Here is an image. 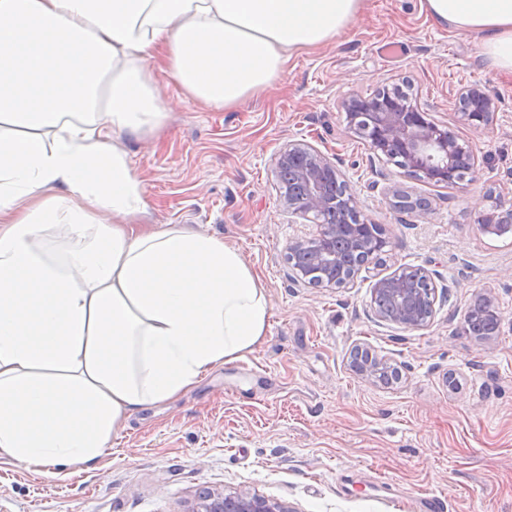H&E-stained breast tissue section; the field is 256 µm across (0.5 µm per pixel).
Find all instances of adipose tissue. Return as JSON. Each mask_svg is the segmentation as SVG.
Returning a JSON list of instances; mask_svg holds the SVG:
<instances>
[{
	"instance_id": "obj_1",
	"label": "adipose tissue",
	"mask_w": 512,
	"mask_h": 512,
	"mask_svg": "<svg viewBox=\"0 0 512 512\" xmlns=\"http://www.w3.org/2000/svg\"><path fill=\"white\" fill-rule=\"evenodd\" d=\"M364 0H0V459L95 465L120 424L267 332L266 290L222 238L144 228L123 142L162 128L169 78L233 109ZM512 76V0H425Z\"/></svg>"
}]
</instances>
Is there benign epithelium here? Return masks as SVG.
<instances>
[{
	"label": "benign epithelium",
	"mask_w": 512,
	"mask_h": 512,
	"mask_svg": "<svg viewBox=\"0 0 512 512\" xmlns=\"http://www.w3.org/2000/svg\"><path fill=\"white\" fill-rule=\"evenodd\" d=\"M458 98L470 103L466 112L459 113L463 124L480 128L492 123L499 108V99L480 84L463 87ZM349 129L365 124L372 130L369 137L374 154L398 169L436 187L457 188L473 181L478 175L479 159L470 143L445 123L435 121L429 110L415 102L398 87H383L373 95L351 96L343 102ZM299 164L303 194L294 196L288 185H277L279 200L291 215L304 219L341 206L347 211L344 224H321L316 234L301 238L288 246L289 255L305 251L311 258L313 272L295 268L298 279L306 281L319 276L318 286L342 288L353 281L358 270L340 266L336 241L350 250L367 256L376 253L373 239L365 232L367 221L356 192L343 179L336 165L317 148L302 142H290L277 154L275 168L290 163ZM477 223L485 233L502 235L512 232V205L496 200L489 208L478 212ZM405 266H397L390 274L375 280L372 298L383 296L389 302L386 309L375 310L377 319L404 330H419L429 326L437 307L448 302V294L433 287L414 288L404 274ZM351 367L358 375L380 381L391 372L386 360L356 356ZM189 512H296L285 501L239 491L224 494L209 490L197 497Z\"/></svg>",
	"instance_id": "obj_1"
}]
</instances>
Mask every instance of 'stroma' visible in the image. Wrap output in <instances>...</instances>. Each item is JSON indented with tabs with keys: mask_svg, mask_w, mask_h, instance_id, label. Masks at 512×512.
Instances as JSON below:
<instances>
[{
	"mask_svg": "<svg viewBox=\"0 0 512 512\" xmlns=\"http://www.w3.org/2000/svg\"><path fill=\"white\" fill-rule=\"evenodd\" d=\"M479 36L433 23L424 0H365L330 44L292 55L273 91L231 111L203 109L169 80L156 133L126 141L142 175L143 223L222 237L267 290L263 340L177 401L133 414L99 462L36 472L0 459V512H187L201 487L240 489L298 512H413L446 495L448 512H512V234L476 222L486 194L512 201V78L481 55ZM479 83L500 96L492 124H459L457 94ZM405 87L482 159L462 189L434 187L379 161L350 131L344 99ZM326 154L389 245L343 288L296 280L289 242L315 232L283 212L274 158L289 141ZM426 211L391 206L396 192ZM399 264L431 272L450 301L425 329L379 323L375 278ZM493 299L495 335L461 319L478 294ZM398 369L390 384L350 366L355 347Z\"/></svg>",
	"mask_w": 512,
	"mask_h": 512,
	"instance_id": "stroma-1",
	"label": "stroma"
}]
</instances>
